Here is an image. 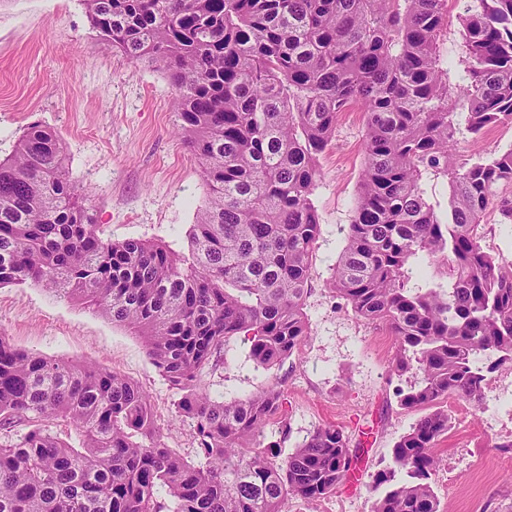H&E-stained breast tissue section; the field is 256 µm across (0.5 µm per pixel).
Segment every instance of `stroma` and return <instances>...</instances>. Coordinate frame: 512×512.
<instances>
[{"label": "stroma", "mask_w": 512, "mask_h": 512, "mask_svg": "<svg viewBox=\"0 0 512 512\" xmlns=\"http://www.w3.org/2000/svg\"><path fill=\"white\" fill-rule=\"evenodd\" d=\"M471 0H449L440 44L451 83H464L462 19ZM175 91L157 65L130 61L93 29L82 0H0V158L31 124L62 140L72 181L92 187L88 205L105 238L137 239L183 253L207 189L174 109ZM362 113L343 112L313 199L321 235L304 310L309 336L283 364L266 369L242 338L226 341L205 382L217 400L278 384L282 415L267 441L290 454L317 427L334 425L358 447V460L335 493L288 512H370L371 476L385 468L398 437L420 418L397 403L411 376L391 371L394 338L357 319L329 282L345 245L364 166ZM0 336L53 359L93 363L140 385L150 396L163 441L193 461L190 422L175 408L176 389L161 376L139 336L96 311L35 286L0 288ZM451 428L438 446L432 486L439 512H512V362L487 375L482 408L448 398Z\"/></svg>", "instance_id": "obj_1"}]
</instances>
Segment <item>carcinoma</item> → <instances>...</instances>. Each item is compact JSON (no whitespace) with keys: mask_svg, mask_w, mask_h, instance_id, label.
I'll list each match as a JSON object with an SVG mask.
<instances>
[{"mask_svg":"<svg viewBox=\"0 0 512 512\" xmlns=\"http://www.w3.org/2000/svg\"><path fill=\"white\" fill-rule=\"evenodd\" d=\"M99 35L163 69L179 129L208 190L176 254L103 237L65 148L39 124L0 159V287L44 286L134 329L193 424L199 460L167 447L146 391L103 367L52 360L0 336V512H288L333 493L356 455L333 425L284 460L264 429L271 384L218 401L202 376L227 339L270 368L308 337L304 301L321 233L313 196L338 113L365 114L354 219L330 288L385 324L397 392L424 409L371 475L370 512H438L431 485L449 397L481 408L482 361L512 360V263L485 252L480 218L512 224V148L459 165L455 147L512 122V0H473L463 20L468 82L439 48L448 0H83ZM449 179L448 209L421 185ZM442 262L448 285L412 284ZM79 431L73 446L51 429Z\"/></svg>","mask_w":512,"mask_h":512,"instance_id":"obj_1","label":"carcinoma"}]
</instances>
